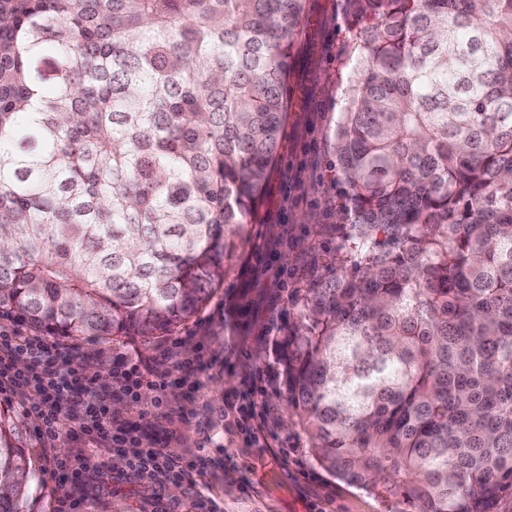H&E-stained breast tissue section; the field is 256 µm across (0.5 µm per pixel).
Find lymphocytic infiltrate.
<instances>
[{
	"label": "lymphocytic infiltrate",
	"instance_id": "lymphocytic-infiltrate-1",
	"mask_svg": "<svg viewBox=\"0 0 512 512\" xmlns=\"http://www.w3.org/2000/svg\"><path fill=\"white\" fill-rule=\"evenodd\" d=\"M0 385L40 419L38 439L47 453L65 433L77 443L90 440L99 453L111 455L114 433L128 425L126 418L108 410L112 390L67 368L41 336L0 331Z\"/></svg>",
	"mask_w": 512,
	"mask_h": 512
}]
</instances>
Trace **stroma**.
<instances>
[{
    "label": "stroma",
    "mask_w": 512,
    "mask_h": 512,
    "mask_svg": "<svg viewBox=\"0 0 512 512\" xmlns=\"http://www.w3.org/2000/svg\"><path fill=\"white\" fill-rule=\"evenodd\" d=\"M308 22L294 47L288 112L280 156L263 203L244 226L243 243L226 262L224 285L173 338L191 362L171 370L169 411L155 409L157 394L142 387L119 394L121 414L149 411L152 432L165 438V457L184 461L187 439H199L192 465L156 481L128 474L126 463L147 443L127 441L111 457L88 452L87 483L75 512H396L397 505L348 484L312 460L304 438L286 423L277 341L294 314V289L332 271L336 239L333 130L342 105L334 75L348 45L356 11L351 0H306ZM99 352L107 369L97 380L123 384L122 368L154 364L157 346L135 337L82 340L64 348L68 361ZM36 425L24 441L38 481L22 512H57L72 486L53 473L36 445Z\"/></svg>",
    "instance_id": "35a3bbf8"
}]
</instances>
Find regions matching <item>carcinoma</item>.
<instances>
[{
	"label": "carcinoma",
	"instance_id": "1",
	"mask_svg": "<svg viewBox=\"0 0 512 512\" xmlns=\"http://www.w3.org/2000/svg\"><path fill=\"white\" fill-rule=\"evenodd\" d=\"M334 274L277 343L313 460L414 512L512 493V0H357ZM305 0H0V321L150 340L262 203ZM35 479L0 408V512Z\"/></svg>",
	"mask_w": 512,
	"mask_h": 512
}]
</instances>
